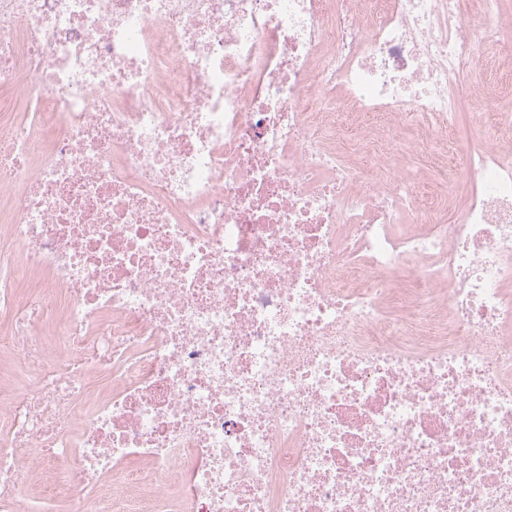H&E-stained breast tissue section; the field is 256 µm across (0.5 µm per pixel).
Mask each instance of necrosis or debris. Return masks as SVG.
Masks as SVG:
<instances>
[{"label":"necrosis or debris","instance_id":"necrosis-or-debris-1","mask_svg":"<svg viewBox=\"0 0 512 512\" xmlns=\"http://www.w3.org/2000/svg\"><path fill=\"white\" fill-rule=\"evenodd\" d=\"M506 0H0V512H512ZM504 69H506V66L501 63L493 52L486 51L480 55L474 72V80L484 91L485 95L477 98L480 101L474 107L472 106L468 112H463L460 116L461 126L469 136L479 132L480 124L476 115L485 112L490 106V99H493L492 96L499 89V74Z\"/></svg>","mask_w":512,"mask_h":512}]
</instances>
